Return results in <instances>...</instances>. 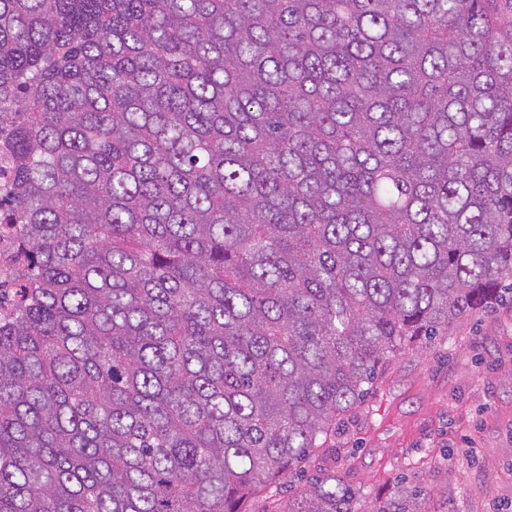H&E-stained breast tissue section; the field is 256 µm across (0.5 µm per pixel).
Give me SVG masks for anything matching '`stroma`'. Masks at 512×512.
Returning a JSON list of instances; mask_svg holds the SVG:
<instances>
[{
    "instance_id": "1",
    "label": "stroma",
    "mask_w": 512,
    "mask_h": 512,
    "mask_svg": "<svg viewBox=\"0 0 512 512\" xmlns=\"http://www.w3.org/2000/svg\"><path fill=\"white\" fill-rule=\"evenodd\" d=\"M317 462L369 502L404 478L451 512H512V303L387 360Z\"/></svg>"
}]
</instances>
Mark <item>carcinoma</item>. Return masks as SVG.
<instances>
[{"mask_svg":"<svg viewBox=\"0 0 512 512\" xmlns=\"http://www.w3.org/2000/svg\"><path fill=\"white\" fill-rule=\"evenodd\" d=\"M0 142V512H242L512 287V0H0ZM20 258L13 244V236L0 228V298L2 308L11 303L16 296V285L12 280V270Z\"/></svg>","mask_w":512,"mask_h":512,"instance_id":"1","label":"carcinoma"}]
</instances>
